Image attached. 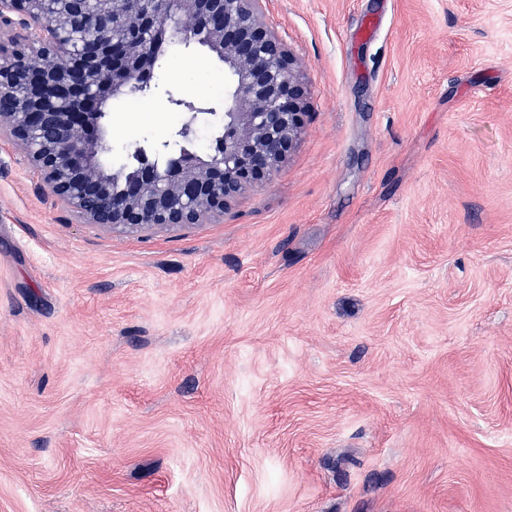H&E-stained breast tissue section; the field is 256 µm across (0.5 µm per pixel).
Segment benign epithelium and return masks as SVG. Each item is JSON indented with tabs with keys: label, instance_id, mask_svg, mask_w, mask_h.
Returning <instances> with one entry per match:
<instances>
[{
	"label": "benign epithelium",
	"instance_id": "1",
	"mask_svg": "<svg viewBox=\"0 0 512 512\" xmlns=\"http://www.w3.org/2000/svg\"><path fill=\"white\" fill-rule=\"evenodd\" d=\"M0 131L26 153L44 189L83 224L138 231L224 217L247 188L269 178L298 144L308 87L286 43L266 24L263 0H0ZM206 33L233 82L224 134L205 156L170 151L196 136L214 107L169 98L191 120L135 150V174L113 180L98 163L111 150L99 102L146 93L158 38Z\"/></svg>",
	"mask_w": 512,
	"mask_h": 512
}]
</instances>
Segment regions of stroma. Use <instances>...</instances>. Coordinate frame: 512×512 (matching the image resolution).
<instances>
[{
  "mask_svg": "<svg viewBox=\"0 0 512 512\" xmlns=\"http://www.w3.org/2000/svg\"><path fill=\"white\" fill-rule=\"evenodd\" d=\"M264 9L308 107L222 220L80 223L0 134V512H512V0ZM154 81L110 169L231 78Z\"/></svg>",
  "mask_w": 512,
  "mask_h": 512,
  "instance_id": "1",
  "label": "stroma"
}]
</instances>
